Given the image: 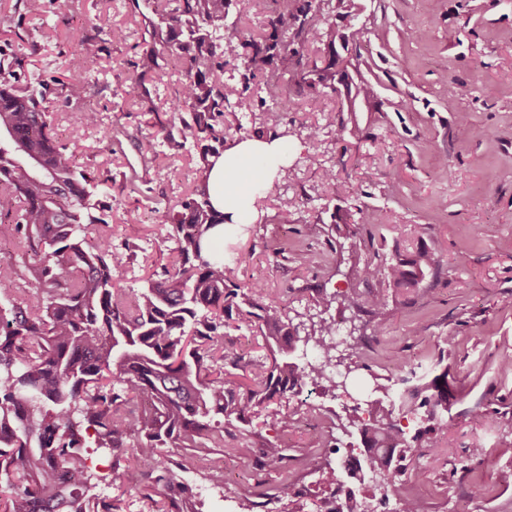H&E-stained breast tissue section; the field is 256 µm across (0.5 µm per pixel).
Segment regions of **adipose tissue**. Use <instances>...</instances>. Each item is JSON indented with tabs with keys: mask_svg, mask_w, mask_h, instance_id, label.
I'll return each mask as SVG.
<instances>
[{
	"mask_svg": "<svg viewBox=\"0 0 512 512\" xmlns=\"http://www.w3.org/2000/svg\"><path fill=\"white\" fill-rule=\"evenodd\" d=\"M288 159V144L281 139H246L212 158L208 188L214 207L234 223H250L253 213L244 202L256 178L271 180Z\"/></svg>",
	"mask_w": 512,
	"mask_h": 512,
	"instance_id": "adipose-tissue-1",
	"label": "adipose tissue"
}]
</instances>
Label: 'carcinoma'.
Listing matches in <instances>:
<instances>
[{
    "mask_svg": "<svg viewBox=\"0 0 512 512\" xmlns=\"http://www.w3.org/2000/svg\"><path fill=\"white\" fill-rule=\"evenodd\" d=\"M160 0H129L135 14L152 13L147 38L132 63L127 95L148 112L159 111L149 85L167 59L182 66L179 103L165 140L177 148H201V167L181 210L165 211L163 222L175 248L172 267L148 279L139 290L115 286L113 272L123 253L112 241L88 237L87 226L105 224L112 195L107 180L77 167L67 147L56 139L48 120L51 85L61 86L66 101L86 96L88 80L71 75L32 80L25 60L0 58V239L20 243L32 261L18 271L0 260V282L18 277L24 287L17 298L0 303V505L4 512H123L121 496L93 493L97 484H113L119 463L109 475L92 472L90 453H125L154 459L156 481L170 482L174 449L202 447L206 439L224 447V426L247 423L263 410L286 433L294 426L288 403L307 380L336 382L327 375L335 347L329 342L336 321L323 318L317 330L301 338L283 308L257 299L255 287L236 281L234 271L250 260L242 252L231 267L207 252L214 230L229 218L212 204L206 171L210 158L224 149V112L247 108L244 93L255 79L268 95L302 98L311 104L334 95L339 111L359 112L377 97L376 87L360 73L359 49L367 26L336 27V7L344 0H273L266 31L241 42L240 83L218 77L233 51L224 41V21L233 0H176L173 9L156 8ZM330 15L325 17L323 12ZM351 44L346 72L337 74L336 60L323 63L304 51L321 44ZM181 140L174 138V133ZM435 252L420 242L395 252L379 265L365 262L367 279L381 278L399 292H413L436 270ZM36 288L25 297L26 288ZM239 320L257 329L268 357L245 369V390L224 378V327ZM318 351L315 361L298 342ZM439 375L426 383L430 394L420 402L395 396L390 408L373 401L366 423L355 417L362 449L346 452L353 477L378 482L380 503L394 499L397 512H428L424 499L410 494L402 476L413 443L455 426L444 415L448 386ZM415 414L423 427L414 436L393 417ZM285 448L270 441L263 449L265 465L275 469ZM154 512H195L191 496H168Z\"/></svg>",
    "mask_w": 512,
    "mask_h": 512,
    "instance_id": "carcinoma-1",
    "label": "carcinoma"
}]
</instances>
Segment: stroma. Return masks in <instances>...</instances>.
I'll return each mask as SVG.
<instances>
[{
  "label": "stroma",
  "instance_id": "1",
  "mask_svg": "<svg viewBox=\"0 0 512 512\" xmlns=\"http://www.w3.org/2000/svg\"><path fill=\"white\" fill-rule=\"evenodd\" d=\"M355 3L374 19L360 53L381 106L356 115L367 140L333 127L317 141L308 139V126L338 111L334 96L315 106L281 104L277 124L267 123L274 104L251 83L249 111L225 114L224 123L268 136L288 132L294 177L259 200L254 223L234 225L224 256L251 252L236 274L241 283L260 286L262 302L282 306L296 325L342 316L359 349L342 353L351 373L341 397L290 400L296 424L287 435L262 414L252 424L225 427L223 447L184 451L176 480L193 487L198 512H315L332 489L325 470L336 463V448L352 439V401L374 398L398 359L423 365L428 379L447 373L448 409L458 420L451 433L415 449L410 492L427 501L429 512H512V372L500 370L501 360L512 357V0ZM103 17L125 29L126 39L100 32ZM143 35L144 23L128 0H45L37 15L26 13L22 0H0L1 50L24 55L31 74L74 72L89 80L83 100L52 95L50 123L79 168L111 181V217L88 234L130 248L114 274L125 289L139 288L170 264L174 242L160 213L189 195L199 163L197 148H173L160 130L179 96L176 71L166 70L151 88L157 112L143 111L127 94ZM86 37L101 46L91 61L81 53ZM87 107L98 114L96 126L78 121ZM460 112L468 114L472 132L457 125ZM325 166L349 181V195L322 182ZM360 207L376 212L377 221L350 225L348 237L332 236L335 209ZM420 240L435 249L440 267L416 292L389 295L385 328L375 331L365 302L382 286L357 269ZM301 250L312 253L310 264L295 261ZM323 298L330 299L328 308H320ZM418 325L424 328L419 335ZM477 404L484 416L474 421L467 411ZM278 437L285 458L273 471L263 466L262 451ZM478 445L486 455L469 459ZM201 470L208 481L199 480ZM287 481L299 496L268 502ZM477 481L486 488L481 500L471 496ZM108 493L123 495L125 512H147L148 498L164 497L168 489L153 482L148 467L133 463Z\"/></svg>",
  "mask_w": 512,
  "mask_h": 512
}]
</instances>
